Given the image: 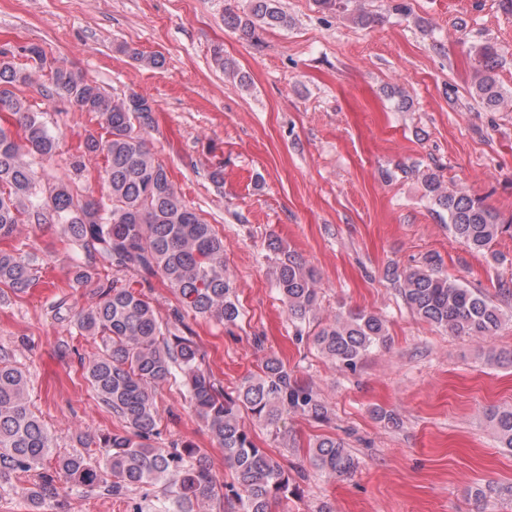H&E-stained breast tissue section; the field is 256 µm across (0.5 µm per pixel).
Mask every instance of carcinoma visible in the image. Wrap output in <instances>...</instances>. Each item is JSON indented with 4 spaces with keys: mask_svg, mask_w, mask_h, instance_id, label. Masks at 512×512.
Segmentation results:
<instances>
[{
    "mask_svg": "<svg viewBox=\"0 0 512 512\" xmlns=\"http://www.w3.org/2000/svg\"><path fill=\"white\" fill-rule=\"evenodd\" d=\"M236 2L227 0L224 23L243 39L257 40L265 27L288 26L280 0H249L242 11ZM471 52L477 62L472 97L483 110L495 112L507 97L498 77L497 51L481 44ZM42 69L41 62L19 66L0 52V110L12 113L22 131L19 140L0 127V238L12 236L26 218L40 221L47 211L86 256L100 254L117 270L134 273V278L120 286L100 285L98 301L72 314L79 331L101 339L100 351L85 367L86 379L98 400L121 420L122 430L98 439L102 459L59 456L39 482L20 486V492L29 500L31 512H50L61 493L74 487L84 494L103 491L126 499L136 488L149 485L161 488L156 512H202V505L212 501L223 512H271L273 502L287 497L288 471L253 442L241 413H252L279 434L284 417H323L325 406L272 356L264 360L261 374L244 378L235 394L226 393L203 367L204 354L186 335L182 312L176 309L164 319L140 291L150 278L159 276L194 315L223 324L240 317L224 265V238L183 201L141 133L153 112L147 97L135 92L110 97L84 76L55 68L49 95L96 114L106 130L104 139L89 136L84 149L106 158L111 205L80 201L63 182L44 195L38 166L55 156L59 137L12 91ZM422 186L429 203L446 214L454 240L472 251L490 249L500 233L512 228L483 198L444 188L435 172L422 175ZM269 248L276 254L275 286L289 319L303 323L318 308L316 274L280 243L272 241ZM393 276L411 313L452 334L487 339L502 325L504 314L498 305L481 290L448 279L432 257ZM32 284L30 263L0 251V286L24 293ZM386 341L385 321L362 311L338 315L313 334V344L322 354L350 370ZM177 377L194 412L224 448V461L236 472L237 484H218L201 449L191 444L164 448L153 443L159 435L153 391ZM486 419L499 446L512 451V406L491 409ZM52 452L53 439L30 409L24 373L0 359V476H25ZM310 456L333 478L347 476L356 467L351 451L331 437L317 440Z\"/></svg>",
    "mask_w": 512,
    "mask_h": 512,
    "instance_id": "cac0c4a2",
    "label": "carcinoma"
}]
</instances>
